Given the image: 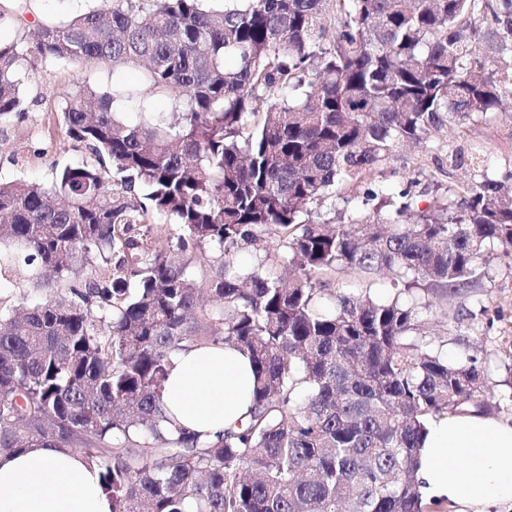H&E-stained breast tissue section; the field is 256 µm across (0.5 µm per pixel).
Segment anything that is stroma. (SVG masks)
<instances>
[{"label": "stroma", "instance_id": "1", "mask_svg": "<svg viewBox=\"0 0 512 512\" xmlns=\"http://www.w3.org/2000/svg\"><path fill=\"white\" fill-rule=\"evenodd\" d=\"M99 4L100 0H0V38H24L41 24L67 20ZM29 73L31 80L25 92L32 104L25 120L7 123V139L0 143V175L7 178L47 183L53 171L84 158V149L74 147L64 134L58 132L49 139L44 136L47 108L74 86L106 90L119 87L126 112L176 109L175 102L166 97L141 104L137 95L139 77L134 72L118 79L108 69L73 65L59 70L38 62ZM474 143L481 145L487 168H512V120L493 115L469 133H449L440 147L406 152L391 162L384 176L391 182L406 179L418 170L433 168L436 160L447 159L449 151L466 149ZM419 295L430 305L423 314L430 340L452 361L480 351L493 399L501 404L494 415L512 420V257L494 253L483 264L478 278L456 292L432 288L420 290ZM482 306L488 309L489 322L477 326L470 314Z\"/></svg>", "mask_w": 512, "mask_h": 512}]
</instances>
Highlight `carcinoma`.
<instances>
[{"instance_id": "1", "label": "carcinoma", "mask_w": 512, "mask_h": 512, "mask_svg": "<svg viewBox=\"0 0 512 512\" xmlns=\"http://www.w3.org/2000/svg\"><path fill=\"white\" fill-rule=\"evenodd\" d=\"M203 2L120 0L0 39V124L28 111L32 59L135 70L182 103L134 120L116 90L69 92L56 117L89 157L49 186L0 179V279L67 286L0 309V453L81 446L112 512H423L427 424L496 404L477 357L426 340L413 290L512 256V169L446 186L384 169L506 111L512 0ZM160 218L180 233L156 239ZM116 253V274L79 277ZM381 270L391 298L321 277ZM190 344L250 357L245 429L172 426L163 387Z\"/></svg>"}]
</instances>
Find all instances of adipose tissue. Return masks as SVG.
I'll list each match as a JSON object with an SVG mask.
<instances>
[{
	"mask_svg": "<svg viewBox=\"0 0 512 512\" xmlns=\"http://www.w3.org/2000/svg\"><path fill=\"white\" fill-rule=\"evenodd\" d=\"M250 358L229 346L192 345L173 359L163 403L184 430L216 436L248 422ZM424 500L457 512L512 502V424L488 416H445L428 425L418 452ZM0 512H112L100 470L69 448L0 455Z\"/></svg>",
	"mask_w": 512,
	"mask_h": 512,
	"instance_id": "obj_1",
	"label": "adipose tissue"
}]
</instances>
